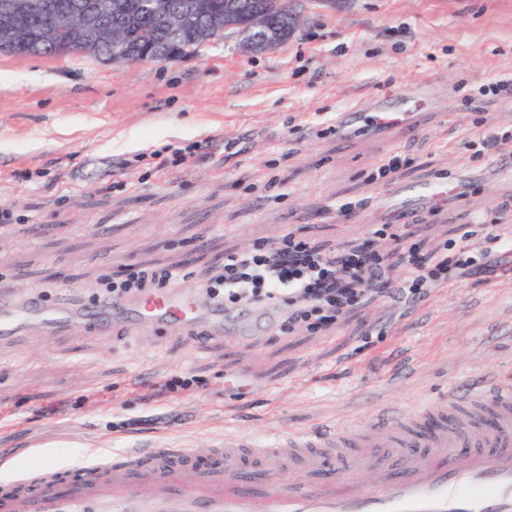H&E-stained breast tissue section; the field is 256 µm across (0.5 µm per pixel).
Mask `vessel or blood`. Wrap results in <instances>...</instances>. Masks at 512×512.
I'll return each mask as SVG.
<instances>
[{
  "label": "vessel or blood",
  "instance_id": "vessel-or-blood-1",
  "mask_svg": "<svg viewBox=\"0 0 512 512\" xmlns=\"http://www.w3.org/2000/svg\"><path fill=\"white\" fill-rule=\"evenodd\" d=\"M126 306L137 333L198 320L180 292L149 291L131 302L108 299L103 334L112 332V310ZM84 320L66 303L46 311L27 301L0 315V339L32 323L61 336ZM292 466L304 481L284 480ZM372 469L375 483L351 477ZM0 512H512V387L452 385L411 412L380 406L370 427L272 434L262 443L228 437L202 464L195 449L159 438L85 458L76 469L48 464L30 472L5 450Z\"/></svg>",
  "mask_w": 512,
  "mask_h": 512
}]
</instances>
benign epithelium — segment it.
<instances>
[{
  "label": "benign epithelium",
  "instance_id": "benign-epithelium-1",
  "mask_svg": "<svg viewBox=\"0 0 512 512\" xmlns=\"http://www.w3.org/2000/svg\"><path fill=\"white\" fill-rule=\"evenodd\" d=\"M126 19L150 16L162 29L182 39L181 48L162 57L143 51L129 41V24L115 27L105 41L101 19L106 13L103 0H76L66 8L55 0H8L0 6V54L26 56L40 47L53 55L94 53L112 64H135L146 60L176 62L196 55L195 45L232 37L253 54L267 53L294 34L298 19L286 0H224L216 11L212 0L175 3L173 0H136L116 5Z\"/></svg>",
  "mask_w": 512,
  "mask_h": 512
}]
</instances>
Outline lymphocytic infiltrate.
I'll return each mask as SVG.
<instances>
[{
	"mask_svg": "<svg viewBox=\"0 0 512 512\" xmlns=\"http://www.w3.org/2000/svg\"><path fill=\"white\" fill-rule=\"evenodd\" d=\"M413 275L402 286L403 293L422 297L426 288L445 279L449 268L460 267L453 256H443L427 265L417 245L406 248ZM389 271L377 252L363 249L334 261L309 248L295 233H288L279 245L228 256L224 280L209 286L214 299L229 304L250 300L290 302L302 299L304 308L295 310L294 320L314 330L333 323L344 307L356 302L367 287L387 285Z\"/></svg>",
	"mask_w": 512,
	"mask_h": 512,
	"instance_id": "obj_1",
	"label": "lymphocytic infiltrate"
}]
</instances>
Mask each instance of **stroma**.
Listing matches in <instances>:
<instances>
[{
  "mask_svg": "<svg viewBox=\"0 0 512 512\" xmlns=\"http://www.w3.org/2000/svg\"><path fill=\"white\" fill-rule=\"evenodd\" d=\"M287 43L252 55L216 41L193 58L113 65L0 54V299L96 313L128 266L181 268L200 325L103 336L30 325L0 340V448L23 465L163 436L207 452L410 409L482 376L512 382V279L473 267L409 300L395 224L426 260L468 235L473 254L512 202V147L486 133L512 111L482 86L512 76V0H295ZM407 113L405 122L380 115ZM446 196L412 217L430 187ZM294 231L326 250L375 241L391 294L324 333L294 304L215 313L225 254ZM188 390L162 392L170 378Z\"/></svg>",
  "mask_w": 512,
  "mask_h": 512,
  "instance_id": "35a3bbf8",
  "label": "stroma"
}]
</instances>
